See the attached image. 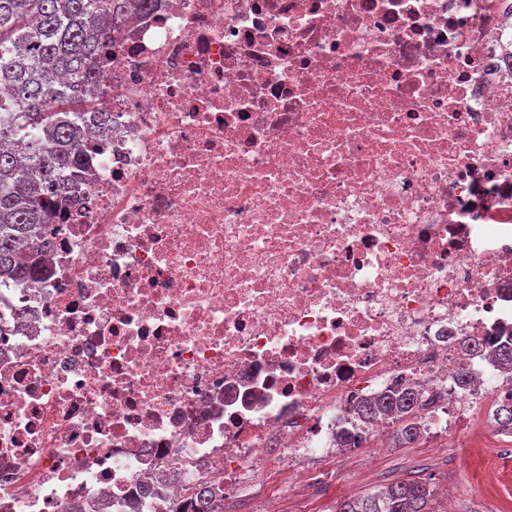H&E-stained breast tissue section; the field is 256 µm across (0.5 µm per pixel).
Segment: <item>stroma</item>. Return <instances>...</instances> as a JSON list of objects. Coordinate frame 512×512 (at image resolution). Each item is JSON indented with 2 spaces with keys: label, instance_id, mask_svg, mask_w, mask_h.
I'll use <instances>...</instances> for the list:
<instances>
[{
  "label": "stroma",
  "instance_id": "35a3bbf8",
  "mask_svg": "<svg viewBox=\"0 0 512 512\" xmlns=\"http://www.w3.org/2000/svg\"><path fill=\"white\" fill-rule=\"evenodd\" d=\"M381 442L384 453L365 455L350 466L329 456L293 482L278 471L265 473L246 496L226 501L224 512H263L270 500L277 502L280 512H336L345 500L410 476L426 479L437 490L454 487L456 512H512V464L490 490L476 493L470 489L493 449L512 448V433L502 432L496 421L472 429L454 448L425 438L401 444L391 433Z\"/></svg>",
  "mask_w": 512,
  "mask_h": 512
}]
</instances>
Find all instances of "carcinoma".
<instances>
[{
  "label": "carcinoma",
  "mask_w": 512,
  "mask_h": 512,
  "mask_svg": "<svg viewBox=\"0 0 512 512\" xmlns=\"http://www.w3.org/2000/svg\"><path fill=\"white\" fill-rule=\"evenodd\" d=\"M150 0H0V280L37 278L28 255L44 250L47 226L63 195L87 178L81 125L84 109L105 94L104 63L127 22ZM512 368V343H493ZM419 391L404 387L360 402L367 422L387 420L398 437L416 441ZM498 423L512 431V397L500 402ZM434 490L403 480L343 503L338 512H433ZM224 512L210 486H199L190 510Z\"/></svg>",
  "instance_id": "1"
}]
</instances>
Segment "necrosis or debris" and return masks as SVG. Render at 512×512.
Returning <instances> with one entry per match:
<instances>
[{
  "mask_svg": "<svg viewBox=\"0 0 512 512\" xmlns=\"http://www.w3.org/2000/svg\"><path fill=\"white\" fill-rule=\"evenodd\" d=\"M105 90L0 283V512L240 497L377 448L354 406L406 385L427 438L496 411L466 344L512 337V0H151Z\"/></svg>",
  "mask_w": 512,
  "mask_h": 512,
  "instance_id": "4bbe7bcc",
  "label": "necrosis or debris"
}]
</instances>
